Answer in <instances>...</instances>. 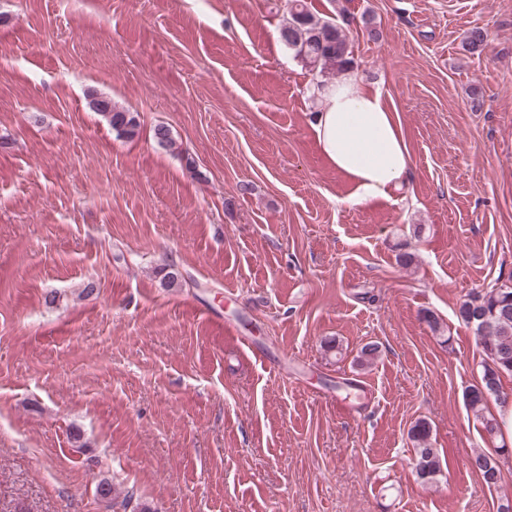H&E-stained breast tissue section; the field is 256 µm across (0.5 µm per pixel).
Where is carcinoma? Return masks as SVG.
Segmentation results:
<instances>
[{"label": "carcinoma", "mask_w": 512, "mask_h": 512, "mask_svg": "<svg viewBox=\"0 0 512 512\" xmlns=\"http://www.w3.org/2000/svg\"><path fill=\"white\" fill-rule=\"evenodd\" d=\"M288 19L281 29L283 43L310 69L315 77L324 78L341 73L353 65L346 34L343 29L328 20L316 17L304 0H289ZM90 108L97 112L116 132L117 136L132 139L137 136L139 124L133 113L112 104V100L91 91L88 94ZM464 323L474 328L478 344L486 352L488 362L482 367L479 382L472 386L466 400L482 424L487 435L496 432L494 419L483 415L488 399H500L502 380L512 376V288H489L484 293L465 301L459 308ZM380 356L379 344H365L358 356L362 366L372 365ZM416 453V471L425 481H433L441 471L436 449L430 442V426L424 420L417 421L409 431ZM471 466L477 468L483 481L489 486L498 484L501 474L495 461L483 451L470 457ZM97 495L106 507L116 505L115 488L106 478L97 485Z\"/></svg>", "instance_id": "carcinoma-1"}]
</instances>
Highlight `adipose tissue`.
I'll return each instance as SVG.
<instances>
[{
	"label": "adipose tissue",
	"instance_id": "obj_1",
	"mask_svg": "<svg viewBox=\"0 0 512 512\" xmlns=\"http://www.w3.org/2000/svg\"><path fill=\"white\" fill-rule=\"evenodd\" d=\"M321 107L312 129L322 154L354 184L352 203L403 189L412 156L381 88L359 89L352 73L317 89Z\"/></svg>",
	"mask_w": 512,
	"mask_h": 512
}]
</instances>
